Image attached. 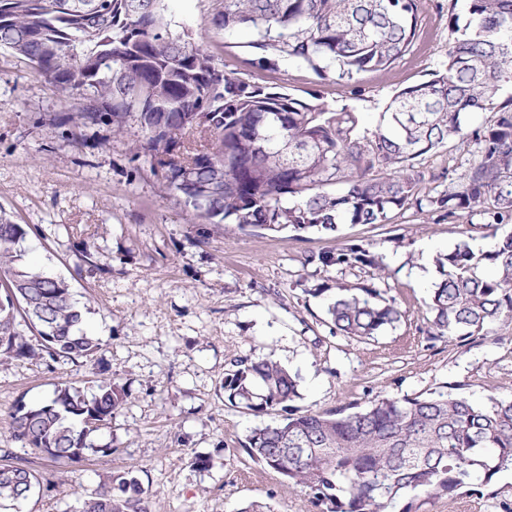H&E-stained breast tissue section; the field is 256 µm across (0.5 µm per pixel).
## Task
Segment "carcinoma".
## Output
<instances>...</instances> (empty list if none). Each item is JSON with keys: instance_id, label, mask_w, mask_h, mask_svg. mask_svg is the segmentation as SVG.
Masks as SVG:
<instances>
[{"instance_id": "1", "label": "carcinoma", "mask_w": 512, "mask_h": 512, "mask_svg": "<svg viewBox=\"0 0 512 512\" xmlns=\"http://www.w3.org/2000/svg\"><path fill=\"white\" fill-rule=\"evenodd\" d=\"M163 0H0V48L28 61L66 97L82 100L61 118L77 131L103 127L119 136L137 124L143 153L167 167L168 188L214 224L277 234L335 232L340 224H388L414 209L443 219L474 211L481 228L512 220V0H466L469 21L448 44L445 69L399 91L372 131L358 113L314 95L303 100L220 69L203 44L167 19ZM212 18L241 31L243 63L276 71L306 66L322 81L351 84L384 71L418 37L420 0H222ZM492 114L470 128L474 114ZM473 140L462 180L427 187L419 158ZM26 231L0 215V356H89L98 343L80 331L82 310L69 283L25 260ZM373 240L312 252L302 265L325 273L364 271L372 282L336 279L326 314L334 333L366 340L400 321L396 300L373 280L386 269ZM439 280L427 296V335L490 336L512 324V233L492 249L465 240L436 257ZM37 330L29 344L17 317ZM53 339H46V335ZM233 405L253 412L287 409L297 377L273 359L241 357L224 375ZM102 381L86 395L60 384L42 402L17 407L15 438L51 460H81L91 434L109 427L125 402ZM92 417L97 425L85 423ZM250 458L311 496L317 512H389L411 494L450 500L491 482L512 465V401L476 402L448 390L377 397L363 408L296 412L251 432ZM40 485L24 464L0 466V512H15ZM80 512H149L148 494L130 472L104 477Z\"/></svg>"}]
</instances>
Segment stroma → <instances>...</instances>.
<instances>
[{
  "instance_id": "obj_1",
  "label": "stroma",
  "mask_w": 512,
  "mask_h": 512,
  "mask_svg": "<svg viewBox=\"0 0 512 512\" xmlns=\"http://www.w3.org/2000/svg\"><path fill=\"white\" fill-rule=\"evenodd\" d=\"M173 24L189 26L217 64L262 86L358 112L374 129L400 90L447 63L455 33L449 0H422L420 38L385 72L355 84L316 80L293 62L275 71L246 67L231 35L210 21L221 0H164ZM27 61L0 49V210L27 231V260L65 279L99 341L87 358H0V465L23 462L41 484L20 512H76L110 472H132L148 491L150 512H317L310 496L254 463L251 430L284 411L232 406L224 373L242 356L270 358L299 378L294 408L323 411L376 396L413 397L444 384L472 400L512 399V326L493 335L428 339L424 300L439 279L435 259L463 238L474 214L440 219L413 210L389 224H342L337 232L275 237L216 226L167 186L163 170L135 156L138 126L121 136L86 129L75 144L59 116L75 111ZM374 239L389 270L376 286L395 298L402 318L375 339L333 334L326 296L315 288L336 272L303 267L306 254L336 241ZM123 387L126 402L76 463L45 458L8 426L19 405H35L61 383ZM111 445L104 454L102 445ZM392 512H512V473L455 500L399 498Z\"/></svg>"
}]
</instances>
